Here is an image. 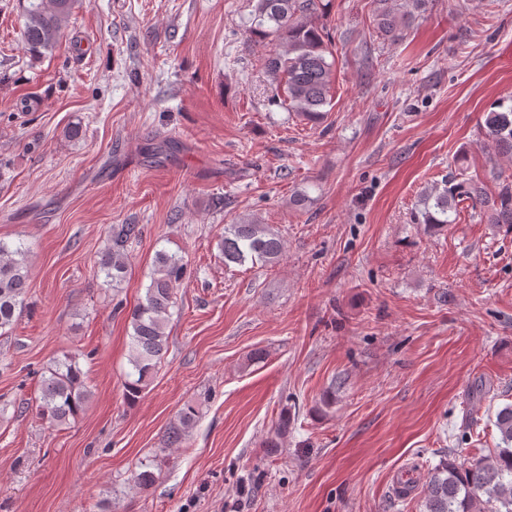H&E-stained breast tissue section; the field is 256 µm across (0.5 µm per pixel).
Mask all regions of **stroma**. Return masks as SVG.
Wrapping results in <instances>:
<instances>
[{
  "mask_svg": "<svg viewBox=\"0 0 512 512\" xmlns=\"http://www.w3.org/2000/svg\"><path fill=\"white\" fill-rule=\"evenodd\" d=\"M255 4L83 0L37 57L0 0V239L31 262L0 337V512H421L401 473L498 447L512 231L467 201L442 231L412 214L443 179L487 200L512 179L480 129L512 96V0H395V40L376 0H320L336 68L316 125L278 100L274 46L244 31ZM232 222L278 232L279 264H225ZM114 224L141 227L117 289L93 272ZM159 250L186 270L131 405L127 314ZM66 352L91 397L51 428L41 375Z\"/></svg>",
  "mask_w": 512,
  "mask_h": 512,
  "instance_id": "obj_1",
  "label": "stroma"
}]
</instances>
